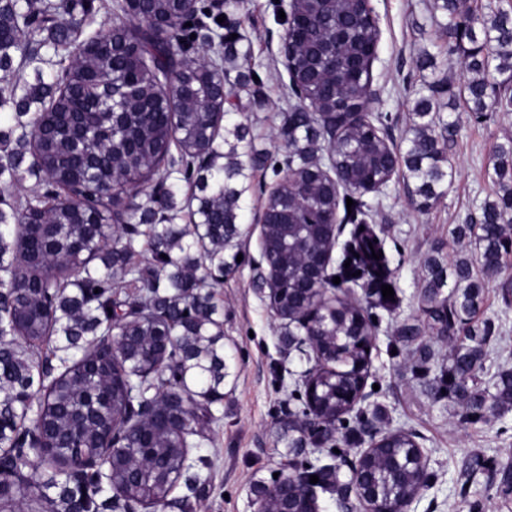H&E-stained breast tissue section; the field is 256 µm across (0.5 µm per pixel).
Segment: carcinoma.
<instances>
[{"label":"carcinoma","instance_id":"cac0c4a2","mask_svg":"<svg viewBox=\"0 0 512 512\" xmlns=\"http://www.w3.org/2000/svg\"><path fill=\"white\" fill-rule=\"evenodd\" d=\"M238 7V0H224L219 23L192 0H142L133 13L126 0H111L113 24L101 30L91 0H0V189L28 178L51 186L10 201L0 197V512L20 504L37 512H114L115 502L131 512L143 498L163 512L171 505L169 475L180 466L182 438L134 422L130 405L178 404L185 437H198L196 448L204 437L197 425L216 420L211 405L224 399L227 375L224 321L205 271H224V252L237 245L245 198L267 158L254 149L259 135L232 120L225 103L260 93L250 44L214 37L216 27L237 33ZM489 9L482 0H429L446 46L416 61L419 70H434L468 41L457 99L478 118L512 109V12L488 17ZM296 10L306 21L305 45L293 58L297 85L318 108L359 99L375 46L360 4L297 0ZM156 18L169 27H151ZM338 28L349 35L332 55ZM417 94L397 143L370 115L341 131L349 150L336 171L337 203L349 197L354 205L335 229L348 238L336 243L339 257L328 271L326 285L338 295L336 319L319 330L331 358L318 393L329 419L342 423L354 414L361 445L376 429L346 399L364 363L359 337L376 333L372 310L393 313L402 303L390 257L372 258L385 245L368 222L365 196L375 182L397 175L425 210L453 178L454 124L433 83ZM281 130L284 159L273 169L276 187L265 204V264L282 271L281 287L291 295L300 260L328 239L323 211L331 196L306 169L332 130L298 104ZM492 169L494 199L452 230L475 239L476 254L450 260L437 249L427 256L419 296L424 318L397 330L423 350L426 335L448 340V364L434 375L424 363L413 372L433 377L435 398L460 400V421L470 426L512 409V368L490 375L485 366L497 327L491 320L479 331L471 327L486 283L512 262L511 140L496 146ZM383 285L394 288V299L383 297ZM353 288L362 289L364 302L346 300ZM123 336L138 342L127 346ZM165 336L175 344L157 358L154 342ZM114 429L122 435L117 454L107 448ZM148 439L154 448L144 458L139 448ZM416 440L402 430L389 447L414 448ZM83 456L94 457L97 467L77 469ZM380 456L373 451L369 468L379 501L390 509L433 477L427 466L394 477Z\"/></svg>","mask_w":512,"mask_h":512}]
</instances>
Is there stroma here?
Here are the masks:
<instances>
[{"label":"stroma","mask_w":512,"mask_h":512,"mask_svg":"<svg viewBox=\"0 0 512 512\" xmlns=\"http://www.w3.org/2000/svg\"><path fill=\"white\" fill-rule=\"evenodd\" d=\"M372 5L381 30L372 71L380 100L373 113L396 137L412 118L422 84L416 60L422 52H435L439 38L427 0H372ZM278 12L277 0H243L238 28L251 45L261 86L259 96L243 98L240 110L270 150L282 144V114L288 109V78L279 55L284 24ZM447 116L455 125L448 150L455 178L443 195L424 212L415 208L396 180L371 196L378 204L374 220L385 230L403 302L396 313L379 315L361 406L375 414L374 424L381 430L404 428L419 434L434 478L415 503V512H469L472 500L479 501V512H512V497L504 498L491 478L493 465L512 464V410L490 424L462 427L460 406L435 400L413 378L411 347H401L396 354L390 350L397 327L418 313L423 256L437 246L450 255L475 253L474 243L455 241L449 231L479 214L485 199L494 196L491 157L497 144L512 140V112H492L478 120L459 108L448 110ZM273 183L271 169L257 170L242 215L240 244L225 253L232 269L212 283L223 308L228 375L218 419L206 429L200 450L210 461L200 472L202 490L191 494L180 486L175 491L186 500L182 512H257L260 496L273 487L276 476L285 475L288 465L336 466L345 480L349 470L343 462L357 452L346 441V425L337 427L333 440L322 445L289 448L280 440L289 415L302 410L298 384L309 364L299 351L289 350L285 321L272 316L253 283L262 261L256 220ZM484 315L501 334L488 348L487 368L493 372L503 364L512 367V307L501 300L499 280L487 285Z\"/></svg>","instance_id":"stroma-1"}]
</instances>
